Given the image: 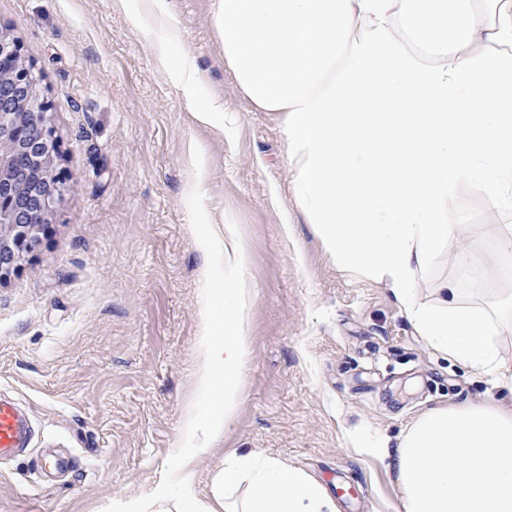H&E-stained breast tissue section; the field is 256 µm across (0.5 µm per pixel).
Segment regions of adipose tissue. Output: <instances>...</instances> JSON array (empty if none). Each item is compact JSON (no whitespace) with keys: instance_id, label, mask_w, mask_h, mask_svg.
<instances>
[{"instance_id":"1","label":"adipose tissue","mask_w":512,"mask_h":512,"mask_svg":"<svg viewBox=\"0 0 512 512\" xmlns=\"http://www.w3.org/2000/svg\"><path fill=\"white\" fill-rule=\"evenodd\" d=\"M240 93L280 116L295 200L346 270L386 280L436 350L512 391L502 310L412 290L461 231V199L512 213V0H215ZM390 466L399 512H512V400L435 406ZM188 463L115 512H338L285 462L225 454L211 494Z\"/></svg>"}]
</instances>
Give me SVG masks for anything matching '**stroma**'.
<instances>
[{
    "instance_id": "obj_1",
    "label": "stroma",
    "mask_w": 512,
    "mask_h": 512,
    "mask_svg": "<svg viewBox=\"0 0 512 512\" xmlns=\"http://www.w3.org/2000/svg\"><path fill=\"white\" fill-rule=\"evenodd\" d=\"M214 0H0V27L41 74L68 184L41 244L0 279V395L35 427L0 465V512H112L149 500L195 397L208 259L189 220L200 189L216 233L236 224L250 298L237 412L220 449L193 457L199 497L222 452L282 459L339 512H397L388 452L430 407L502 398L432 347L389 286L340 268L292 190L277 113L257 110L224 63ZM164 45L159 63L155 47ZM191 64L195 115L175 76ZM475 277H468V270ZM449 282L468 305L512 296V250L451 236L415 289ZM71 456L56 481L25 472Z\"/></svg>"
}]
</instances>
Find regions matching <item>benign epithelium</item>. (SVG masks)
<instances>
[{
	"label": "benign epithelium",
	"instance_id": "7a95c632",
	"mask_svg": "<svg viewBox=\"0 0 512 512\" xmlns=\"http://www.w3.org/2000/svg\"><path fill=\"white\" fill-rule=\"evenodd\" d=\"M40 75L12 34L0 30V278L41 244L66 179Z\"/></svg>",
	"mask_w": 512,
	"mask_h": 512
}]
</instances>
